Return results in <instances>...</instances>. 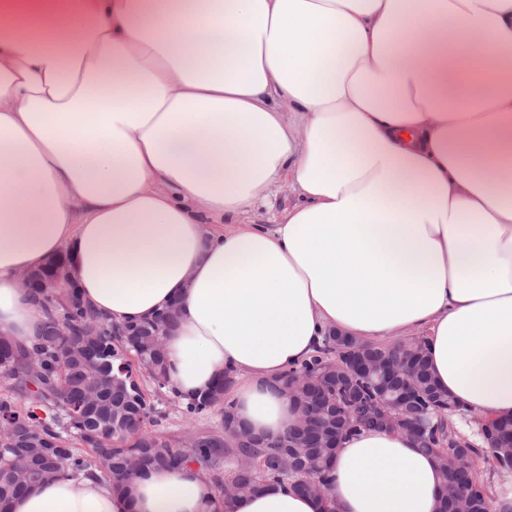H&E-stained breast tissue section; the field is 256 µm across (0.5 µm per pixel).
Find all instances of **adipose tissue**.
<instances>
[{
    "label": "adipose tissue",
    "instance_id": "1",
    "mask_svg": "<svg viewBox=\"0 0 512 512\" xmlns=\"http://www.w3.org/2000/svg\"><path fill=\"white\" fill-rule=\"evenodd\" d=\"M64 253L107 323L176 306L168 392L233 371L254 434L293 424L280 378L330 332L425 333L442 389L512 419V0H0V333L38 336L20 276ZM441 490L407 434L364 431L322 497L227 505L188 463L9 512H435ZM294 202L295 198L288 193L286 188L276 191L266 204L259 205L249 214V221L254 224H273L275 217Z\"/></svg>",
    "mask_w": 512,
    "mask_h": 512
}]
</instances>
